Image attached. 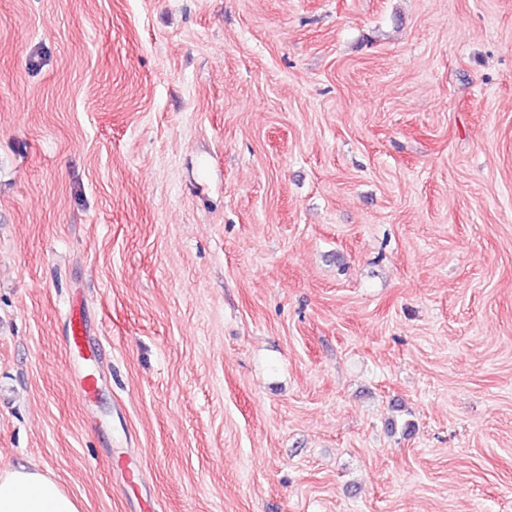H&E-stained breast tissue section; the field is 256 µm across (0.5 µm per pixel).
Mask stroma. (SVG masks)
Here are the masks:
<instances>
[{
  "mask_svg": "<svg viewBox=\"0 0 512 512\" xmlns=\"http://www.w3.org/2000/svg\"><path fill=\"white\" fill-rule=\"evenodd\" d=\"M20 467L81 512H512V0H0ZM66 346L71 353H84L89 350L92 354L95 353V344L88 336L82 317H75L71 319L69 335L66 336Z\"/></svg>",
  "mask_w": 512,
  "mask_h": 512,
  "instance_id": "1",
  "label": "stroma"
}]
</instances>
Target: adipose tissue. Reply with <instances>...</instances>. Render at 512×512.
<instances>
[{
    "mask_svg": "<svg viewBox=\"0 0 512 512\" xmlns=\"http://www.w3.org/2000/svg\"><path fill=\"white\" fill-rule=\"evenodd\" d=\"M0 512H80L75 497L33 469L0 474Z\"/></svg>",
    "mask_w": 512,
    "mask_h": 512,
    "instance_id": "adipose-tissue-1",
    "label": "adipose tissue"
}]
</instances>
